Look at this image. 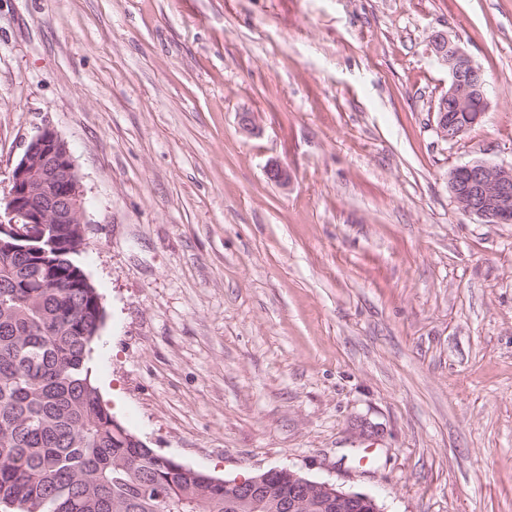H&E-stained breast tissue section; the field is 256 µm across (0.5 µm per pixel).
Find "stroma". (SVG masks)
Instances as JSON below:
<instances>
[{"label":"stroma","instance_id":"35a3bbf8","mask_svg":"<svg viewBox=\"0 0 512 512\" xmlns=\"http://www.w3.org/2000/svg\"><path fill=\"white\" fill-rule=\"evenodd\" d=\"M438 32L489 79L454 141ZM44 126L85 194L96 384L147 447L512 512V224L448 191L512 165V0H0L1 199Z\"/></svg>","mask_w":512,"mask_h":512}]
</instances>
